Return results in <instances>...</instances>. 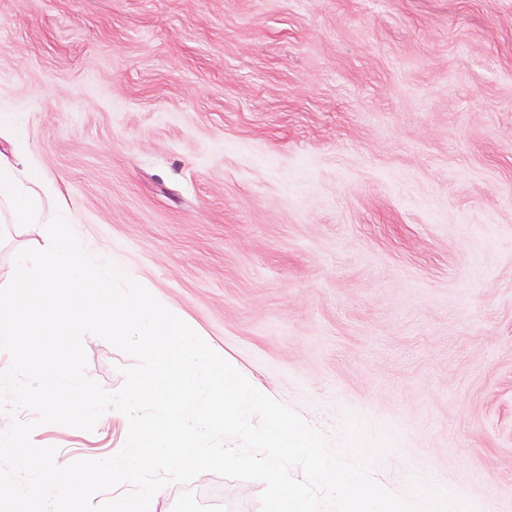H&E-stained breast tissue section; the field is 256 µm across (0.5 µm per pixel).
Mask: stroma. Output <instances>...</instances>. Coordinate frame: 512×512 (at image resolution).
Returning <instances> with one entry per match:
<instances>
[{
	"instance_id": "obj_1",
	"label": "stroma",
	"mask_w": 512,
	"mask_h": 512,
	"mask_svg": "<svg viewBox=\"0 0 512 512\" xmlns=\"http://www.w3.org/2000/svg\"><path fill=\"white\" fill-rule=\"evenodd\" d=\"M0 114L246 378L329 437L389 436L374 478L512 512V0H0ZM83 345L118 390L135 358ZM263 490L204 473L155 512Z\"/></svg>"
}]
</instances>
